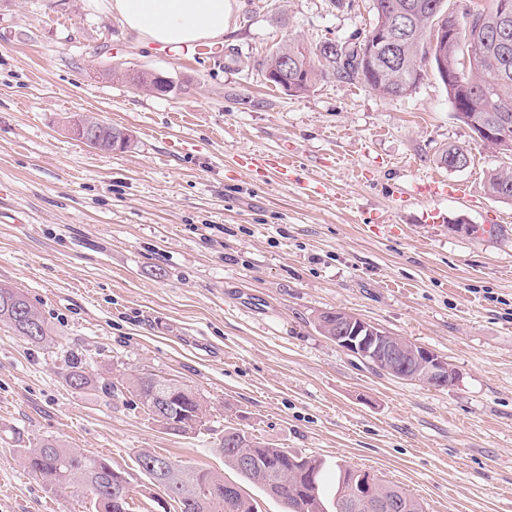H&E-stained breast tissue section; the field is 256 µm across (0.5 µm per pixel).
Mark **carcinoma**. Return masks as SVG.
Returning <instances> with one entry per match:
<instances>
[{"label": "carcinoma", "instance_id": "cac0c4a2", "mask_svg": "<svg viewBox=\"0 0 512 512\" xmlns=\"http://www.w3.org/2000/svg\"><path fill=\"white\" fill-rule=\"evenodd\" d=\"M374 23L364 36L372 43L371 61L362 65V82L384 97H401L416 89L424 77L420 62L430 60L437 76L448 87V100L457 118L466 126L476 120L487 126L509 117L512 125V52L508 59L499 56L495 46L500 22L493 9L467 10L459 15L445 8V0H372ZM412 15L410 27L401 41L393 65L386 60V49L374 43L375 32L397 21L399 15ZM444 30L440 53L433 51L432 29ZM332 42L304 46L290 41L263 62L265 72L280 70L283 59L293 65L285 91L305 94L318 80L333 76L357 80L360 71L343 63L344 44L326 54ZM484 188L501 202H512V169L507 167L487 175ZM0 323L32 344L48 340L49 327L39 310L21 292L0 287ZM316 324L324 336L336 335V312L321 313ZM66 384L73 390L91 389L99 377L75 359L66 362ZM128 388L140 404L161 425L183 435L204 422L206 409L201 397L187 386L154 375L132 376ZM225 464L239 472L269 495L281 499L287 512H340L339 501L358 482L362 471L337 467V487L332 501L325 498L322 479L323 460L286 448L263 444L238 428L224 430L221 446ZM28 471L44 485L55 489L76 487L90 496L92 512H131L132 488L125 472L113 468L97 455L64 447L56 440H43L32 448L21 449ZM136 464L152 484L176 502L180 512H255L250 499L239 486L235 497L207 496L205 488L224 490L229 482L224 475L195 469L169 461L177 479L168 480L152 467L160 456L147 450L137 452Z\"/></svg>", "mask_w": 512, "mask_h": 512}]
</instances>
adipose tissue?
<instances>
[{
    "mask_svg": "<svg viewBox=\"0 0 512 512\" xmlns=\"http://www.w3.org/2000/svg\"><path fill=\"white\" fill-rule=\"evenodd\" d=\"M113 16L144 45L180 51L207 41L219 47L229 0H111Z\"/></svg>",
    "mask_w": 512,
    "mask_h": 512,
    "instance_id": "obj_1",
    "label": "adipose tissue"
}]
</instances>
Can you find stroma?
Masks as SVG:
<instances>
[{
	"label": "stroma",
	"instance_id": "1",
	"mask_svg": "<svg viewBox=\"0 0 512 512\" xmlns=\"http://www.w3.org/2000/svg\"><path fill=\"white\" fill-rule=\"evenodd\" d=\"M230 6L223 48L175 53L142 45L109 0H0V287L53 336L35 345L0 324V512H89L24 468L20 449L45 439L107 455L133 512H179L158 507L141 450L285 512L225 467L228 427L322 459L330 489L342 465L427 512H512V204L483 189L512 156L457 119L431 71L398 98L333 77L298 96L267 82L262 63L288 39L361 41L370 0ZM127 70L173 89L137 90ZM76 114L130 147L87 146L67 130ZM451 145L467 168L440 163ZM247 152L265 165L242 167ZM337 309L438 353L454 384L403 381L336 346L315 319ZM73 357L100 386L66 385ZM143 373L198 392L204 425L172 434L108 389Z\"/></svg>",
	"mask_w": 512,
	"mask_h": 512
}]
</instances>
